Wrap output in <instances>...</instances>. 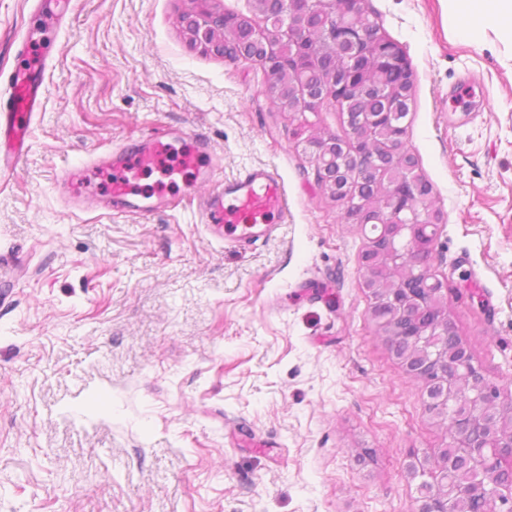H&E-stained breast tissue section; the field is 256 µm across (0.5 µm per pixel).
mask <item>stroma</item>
<instances>
[{
  "label": "stroma",
  "instance_id": "1",
  "mask_svg": "<svg viewBox=\"0 0 512 512\" xmlns=\"http://www.w3.org/2000/svg\"><path fill=\"white\" fill-rule=\"evenodd\" d=\"M0 0V90L40 28ZM61 17L46 94L0 171V512H413V456L448 440L369 319L359 255L294 129L338 133L333 106H274L256 63L191 46L187 0H49ZM414 72L408 149L430 182L433 271L473 363L512 400V35L460 32L448 0H364ZM211 142L225 177H282L287 224L224 245L168 186L150 216L106 208L71 163L157 130Z\"/></svg>",
  "mask_w": 512,
  "mask_h": 512
}]
</instances>
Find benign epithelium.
Segmentation results:
<instances>
[{
	"instance_id": "7a95c632",
	"label": "benign epithelium",
	"mask_w": 512,
	"mask_h": 512,
	"mask_svg": "<svg viewBox=\"0 0 512 512\" xmlns=\"http://www.w3.org/2000/svg\"><path fill=\"white\" fill-rule=\"evenodd\" d=\"M195 7L185 13L182 23L190 42L206 51L232 55L261 64L281 80L268 81L270 99L290 112L317 113L330 103L343 119L342 133L317 134L300 127L295 139L304 143L318 179L325 191L343 208L344 222L360 228L371 227L361 252L362 269L381 268L393 255L392 243L406 236L414 252L425 256V268L434 260L436 234L443 213L433 208L429 184L416 172L417 161L405 147L403 116L414 83L413 71L401 46L378 25L364 27L360 17L364 0H252L254 17L217 12L207 0H193ZM339 18L331 28L330 19ZM329 56L332 71L321 89L306 85V74ZM393 68L398 82L388 89L386 111L354 112L355 93L381 87L379 76ZM383 140L386 159L402 167L395 174L385 164L375 171L376 179L390 196L389 208L382 210L355 196L348 162L361 158L374 138ZM363 285L375 305L392 310L383 316L369 312L378 333L390 342L406 339L413 351L391 349L405 372L422 382L436 376L443 391L427 395L435 416H453L455 447L458 453L444 466H430L427 458H414L406 467V477L438 484L448 471L464 465L468 479L455 488L459 496L473 491L493 496L499 512H512V492L500 497L497 476L512 471V429L493 432L488 409L498 403L499 389L473 364L466 344L460 343L445 356L430 344L434 330H444L451 322L448 310L439 312L432 324L423 326L410 319L413 309L423 303L420 289L385 287L368 274ZM464 397L470 408L465 414L452 412Z\"/></svg>"
}]
</instances>
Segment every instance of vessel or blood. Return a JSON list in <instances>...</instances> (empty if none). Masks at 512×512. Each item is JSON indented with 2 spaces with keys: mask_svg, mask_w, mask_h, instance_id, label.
<instances>
[{
  "mask_svg": "<svg viewBox=\"0 0 512 512\" xmlns=\"http://www.w3.org/2000/svg\"><path fill=\"white\" fill-rule=\"evenodd\" d=\"M44 56H28L25 66L15 70L4 94L0 95V170L14 168L24 156L25 138L35 112L42 103ZM190 140L189 151L180 154L177 164L167 165L165 157L174 141ZM210 143L186 131H159L138 142L109 149L92 161L63 168L57 177L65 203L75 208L90 191L88 177L94 173H114L110 197L116 211L131 210L148 216L167 206L165 196L137 204L131 201L129 184L143 168H154L161 180L175 181L184 170L198 166ZM204 224L231 246L252 245L273 236L288 220V197L278 174L269 167H253L226 180L222 190L200 203Z\"/></svg>",
  "mask_w": 512,
  "mask_h": 512,
  "instance_id": "obj_1",
  "label": "vessel or blood"
}]
</instances>
